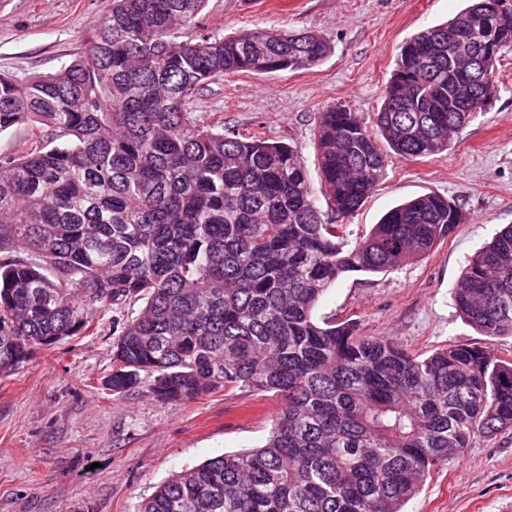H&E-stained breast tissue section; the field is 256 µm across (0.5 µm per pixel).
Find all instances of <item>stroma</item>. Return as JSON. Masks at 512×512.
<instances>
[{"label": "stroma", "mask_w": 512, "mask_h": 512, "mask_svg": "<svg viewBox=\"0 0 512 512\" xmlns=\"http://www.w3.org/2000/svg\"><path fill=\"white\" fill-rule=\"evenodd\" d=\"M467 0H207L204 22L223 36L244 29L315 32L331 54L307 70L237 73L205 85L192 107L243 135L296 146L319 185L314 145L320 112L349 106L371 123L401 46L452 18ZM112 0H0V73L26 81L57 71L85 49L89 27ZM498 94L451 147L414 159L390 156L383 178L346 217L358 237L395 205L436 193L466 219L425 256L397 270L341 277L316 316L357 323L415 356L448 344H476L512 356V336L488 337L464 323L452 299L467 261L512 224V48L502 53ZM138 306L110 307L96 331L40 351L0 376V512H138L174 474L216 456L262 446L281 398L217 390L181 405L146 388L102 389L112 371L118 323ZM512 501V428L473 440L436 471L404 512H501Z\"/></svg>", "instance_id": "1"}]
</instances>
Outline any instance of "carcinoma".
I'll list each match as a JSON object with an SVG mask.
<instances>
[{
  "instance_id": "carcinoma-1",
  "label": "carcinoma",
  "mask_w": 512,
  "mask_h": 512,
  "mask_svg": "<svg viewBox=\"0 0 512 512\" xmlns=\"http://www.w3.org/2000/svg\"><path fill=\"white\" fill-rule=\"evenodd\" d=\"M205 0H112L85 51L25 82L0 75V131L32 121L42 139L0 160V375L37 350L90 332L120 303L102 387L142 375L164 404L216 389L282 397L265 444L162 483L139 512H402L431 473L512 427V360L450 345L426 357L354 322L318 320L345 273L394 270L464 220L430 193L365 234L324 219L298 150L191 102L228 74L309 69L331 46L317 33H210ZM512 47V0H473L401 47L369 129L342 104L320 114L316 149L331 213L356 212L387 151L436 155L485 103L496 79L467 80V59ZM463 320L512 335V225L478 251L453 290Z\"/></svg>"
}]
</instances>
